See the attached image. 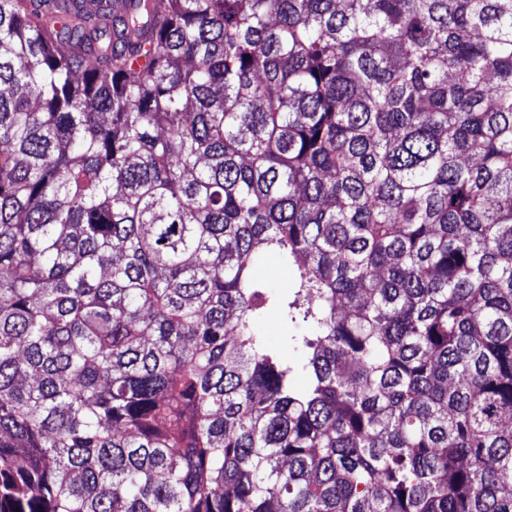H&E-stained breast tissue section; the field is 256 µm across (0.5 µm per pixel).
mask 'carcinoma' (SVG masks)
Wrapping results in <instances>:
<instances>
[{"label":"carcinoma","instance_id":"obj_1","mask_svg":"<svg viewBox=\"0 0 512 512\" xmlns=\"http://www.w3.org/2000/svg\"><path fill=\"white\" fill-rule=\"evenodd\" d=\"M507 415L512 0H0V512H512Z\"/></svg>","mask_w":512,"mask_h":512}]
</instances>
